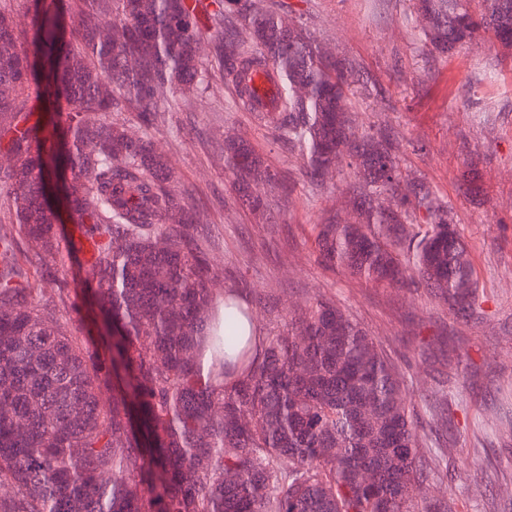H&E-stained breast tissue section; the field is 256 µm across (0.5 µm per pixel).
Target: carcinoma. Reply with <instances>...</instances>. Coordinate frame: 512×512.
Masks as SVG:
<instances>
[{
  "mask_svg": "<svg viewBox=\"0 0 512 512\" xmlns=\"http://www.w3.org/2000/svg\"><path fill=\"white\" fill-rule=\"evenodd\" d=\"M415 0L419 34L445 56L484 30L512 49V0ZM68 38L40 21L38 48L69 107L46 126L28 106L37 81L24 36L0 6V512H411L429 460L395 366L328 299L288 334L256 341L239 290L219 302L196 215L155 147L160 104L220 77L232 106L268 123L304 176L353 169L354 220L314 225L317 263L376 288L429 289L455 315L479 300L467 245L446 202L402 177L399 136L353 125L354 60L327 53L286 0H75ZM208 36V52L199 43ZM273 86L257 97L256 79ZM132 114L139 131L114 120ZM63 141L71 172V255L112 319V357L81 335L60 282L38 301L28 267L57 277L41 142ZM238 202L291 187L249 140H224ZM26 251V264L18 254Z\"/></svg>",
  "mask_w": 512,
  "mask_h": 512,
  "instance_id": "carcinoma-1",
  "label": "carcinoma"
}]
</instances>
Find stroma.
Here are the masks:
<instances>
[{
    "instance_id": "35a3bbf8",
    "label": "stroma",
    "mask_w": 512,
    "mask_h": 512,
    "mask_svg": "<svg viewBox=\"0 0 512 512\" xmlns=\"http://www.w3.org/2000/svg\"><path fill=\"white\" fill-rule=\"evenodd\" d=\"M318 42L357 60L378 82L356 97L359 125H392L405 143V178L430 181L448 202L468 245L483 293L480 316L456 317L428 289L372 288L323 269L313 252V224L341 210L340 187L312 190L297 154L269 127L226 104L221 83L204 95L173 94L160 114L155 143L199 222L215 272L216 295L246 280L265 300L253 306L258 335L284 330L322 295L362 327L395 365L434 458L414 490L417 512H512V51L490 34L448 56L430 53L414 30L413 0H291ZM249 139L296 183L290 197L264 187L267 208L253 215L236 202L224 168V139ZM425 149L414 152L413 143ZM475 169L472 185L461 175ZM57 278L32 273L36 298L60 280L80 293L82 332L102 352L112 332L100 304L83 288L87 267L58 248Z\"/></svg>"
}]
</instances>
